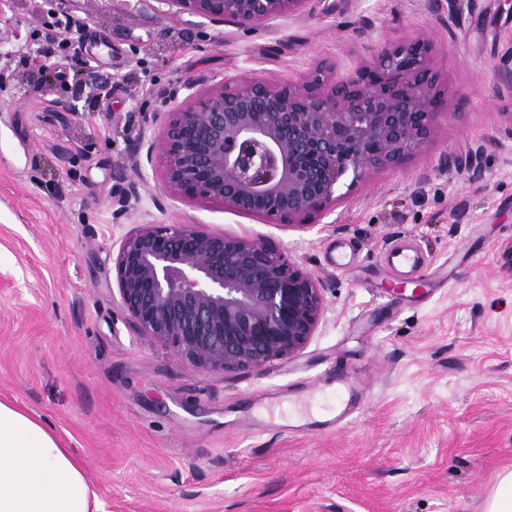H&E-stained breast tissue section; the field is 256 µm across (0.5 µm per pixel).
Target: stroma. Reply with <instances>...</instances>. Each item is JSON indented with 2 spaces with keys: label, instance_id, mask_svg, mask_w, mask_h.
<instances>
[{
  "label": "stroma",
  "instance_id": "stroma-1",
  "mask_svg": "<svg viewBox=\"0 0 512 512\" xmlns=\"http://www.w3.org/2000/svg\"><path fill=\"white\" fill-rule=\"evenodd\" d=\"M216 26L161 0H11L0 56V400L47 421L82 458L99 512H483L512 470V97L499 71L512 0H434ZM85 27L65 58L36 51L51 15ZM426 32L450 90L435 139L304 228L168 196L146 152L163 93L232 76L346 71ZM484 145L479 173L445 155ZM202 224L283 248L325 285L293 358L202 370L141 335L113 259L142 224ZM416 245L431 280L393 301L386 262ZM344 245L350 262L330 259ZM362 383L347 404L343 375Z\"/></svg>",
  "mask_w": 512,
  "mask_h": 512
}]
</instances>
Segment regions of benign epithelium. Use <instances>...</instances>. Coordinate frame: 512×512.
<instances>
[{
    "mask_svg": "<svg viewBox=\"0 0 512 512\" xmlns=\"http://www.w3.org/2000/svg\"><path fill=\"white\" fill-rule=\"evenodd\" d=\"M214 25L250 28L302 12L310 0H164ZM456 23L468 0H436ZM168 95L167 119L148 157L160 154L164 191L193 204L221 203L266 224L303 226L352 188L401 168L436 135L448 89L425 36L384 46L346 73L321 62L297 78L239 76ZM479 145L448 169L474 170ZM120 304L136 328L177 358L225 372L263 368L298 354L325 310L321 279L280 248L198 224H141L118 243Z\"/></svg>",
    "mask_w": 512,
    "mask_h": 512,
    "instance_id": "7a95c632",
    "label": "benign epithelium"
}]
</instances>
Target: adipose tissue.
<instances>
[{
  "mask_svg": "<svg viewBox=\"0 0 512 512\" xmlns=\"http://www.w3.org/2000/svg\"><path fill=\"white\" fill-rule=\"evenodd\" d=\"M96 500L52 426L0 401V512H94Z\"/></svg>",
  "mask_w": 512,
  "mask_h": 512,
  "instance_id": "adipose-tissue-1",
  "label": "adipose tissue"
}]
</instances>
